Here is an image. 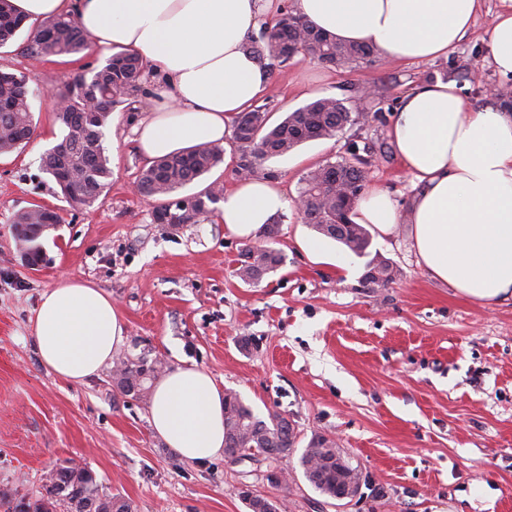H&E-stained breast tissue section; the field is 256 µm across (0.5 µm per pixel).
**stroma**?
Here are the masks:
<instances>
[{
	"label": "stroma",
	"mask_w": 512,
	"mask_h": 512,
	"mask_svg": "<svg viewBox=\"0 0 512 512\" xmlns=\"http://www.w3.org/2000/svg\"><path fill=\"white\" fill-rule=\"evenodd\" d=\"M502 7L481 0L470 34L432 62L376 53L342 71L298 57L271 74L260 104L272 122L319 96L359 106L364 117L264 163L289 206L277 215L285 263L257 284L238 277L244 242L219 220L158 224L155 200L131 192L147 165L134 133L150 107L142 89L124 95L104 130L112 183L90 207L70 206L42 172L40 156L61 131L52 102L33 98L32 139L0 154V512L44 495L43 477L60 460L91 469L132 512H248L244 488L279 501L282 512H512V303H475L430 278L405 223L370 247L393 264V282L365 285L364 259L334 240L325 239L323 259L312 258L306 244L316 233L295 206L310 169L369 142L380 151L367 190L407 211L418 188L389 137L392 114L428 80L454 82L478 110L512 93V74L495 70L484 40ZM26 44L22 34L0 48V69L58 90L106 58L35 61ZM38 206L62 222L41 233L33 259L15 219ZM75 281L107 292L126 325L113 364L82 383L49 370L31 332L42 294ZM142 357L197 366L259 418L281 413L298 450L316 435L333 439L361 472L359 494L321 495L297 454L274 465L288 476L277 487L266 461L180 458L153 431L147 400L116 386L115 362Z\"/></svg>",
	"instance_id": "stroma-1"
}]
</instances>
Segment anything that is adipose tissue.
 <instances>
[{"label":"adipose tissue","instance_id":"ef3b65f1","mask_svg":"<svg viewBox=\"0 0 512 512\" xmlns=\"http://www.w3.org/2000/svg\"><path fill=\"white\" fill-rule=\"evenodd\" d=\"M27 22L73 15L91 45L138 53L155 77L149 115L136 129L155 160L200 142L224 145L234 116L261 97L268 70L246 45L275 0H11ZM480 0H295L297 13L337 40L374 46L384 58L428 62L447 55L472 26ZM498 72L512 74V0L487 31ZM390 138L419 191L406 214L374 191L351 220L391 235L410 226L419 262L433 279L482 304L512 301V111L475 110L451 82L411 88L394 112ZM288 205L278 184L239 179L220 220L243 239L259 236ZM124 323L103 289L69 282L42 294L32 336L44 364L81 382L110 363ZM149 422L181 458L224 449V396L193 367L166 372L153 389Z\"/></svg>","mask_w":512,"mask_h":512}]
</instances>
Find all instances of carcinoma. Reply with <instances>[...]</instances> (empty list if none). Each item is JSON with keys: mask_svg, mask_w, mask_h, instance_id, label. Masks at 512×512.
<instances>
[{"mask_svg": "<svg viewBox=\"0 0 512 512\" xmlns=\"http://www.w3.org/2000/svg\"><path fill=\"white\" fill-rule=\"evenodd\" d=\"M25 20L18 16L10 0H0V47L12 42L23 29ZM27 53L72 56L89 52L88 36L70 15L58 17L32 29L27 35ZM250 49L268 71L285 66L298 57H310L323 64L345 69L373 55V48L362 43H346L314 27L303 16L287 8L273 24L264 23L261 41L250 43ZM144 77L143 60L125 49L115 51L104 64L80 73L63 91V107L55 113L61 128L60 143L67 145L65 156L67 180L56 181L63 197L77 198V205L90 206L105 195L112 170L104 145V129L126 90ZM34 78L23 73L0 71V152H9L27 143L34 132L29 83ZM353 110L334 97H318L287 113L278 124L269 125L267 110L251 106L234 121L233 152L238 170L249 177L269 158L284 156L299 145L316 139L331 138L352 125ZM225 148L198 143L153 161L141 171L142 195L158 200L153 211L156 222L168 224H201L213 220L224 190L218 181L204 190L182 195L180 191L224 160ZM369 160L351 146L348 156L327 162L308 172L300 182L298 196L307 201L305 223L320 234L344 245L356 256L368 258L363 282L385 287L394 280L390 261L370 255L371 238L361 224L350 222L355 202L366 185ZM188 202L183 209L180 204ZM60 215L48 208L21 212L16 223L23 224L34 241L35 231L45 224H58ZM279 232L278 222L265 225V245H245L238 254L237 274L241 280L256 284L268 273L280 268L284 255L270 246ZM155 368L145 358L124 363L117 370V386L127 395L146 397L147 383ZM296 433L290 420L277 412L268 420L257 417L251 407L235 392L224 395V448L237 449L241 457L256 459L263 455L278 460L294 453ZM299 464L311 486L320 494L333 498L343 485L360 489L358 468L354 467L336 443L323 435L314 436L303 449ZM46 496L27 505L22 512H68L70 498L79 493L87 498L93 512H131L130 503L119 495L101 489L94 473L65 460L49 471Z\"/></svg>", "mask_w": 512, "mask_h": 512, "instance_id": "1", "label": "carcinoma"}]
</instances>
